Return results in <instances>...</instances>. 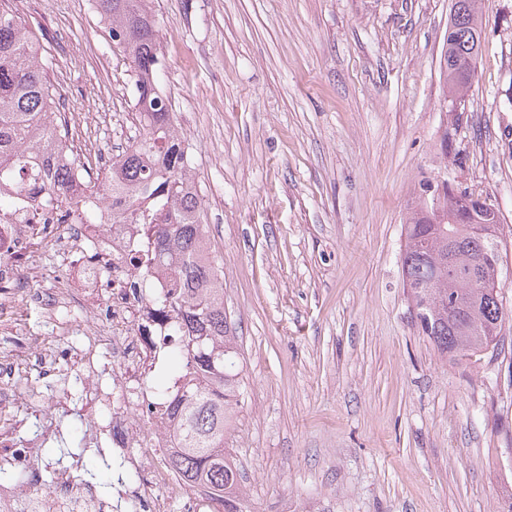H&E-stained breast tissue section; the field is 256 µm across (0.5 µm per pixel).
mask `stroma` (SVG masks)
<instances>
[{
	"instance_id": "stroma-1",
	"label": "stroma",
	"mask_w": 512,
	"mask_h": 512,
	"mask_svg": "<svg viewBox=\"0 0 512 512\" xmlns=\"http://www.w3.org/2000/svg\"><path fill=\"white\" fill-rule=\"evenodd\" d=\"M451 0H155L162 86L190 151L200 221L223 260L224 307L244 359L224 440L256 512H503L512 502V0H482L485 48L461 117L443 108L440 57ZM46 31L59 100H87L72 128L89 158L137 133L127 60L91 0H24ZM448 148H441L442 133ZM448 179L499 216V353L444 360L403 288L405 226L427 179ZM65 226L24 252L36 286L70 283L52 334L24 309L0 357L35 336L27 385L5 410L0 481L36 442L43 479L60 464L112 470L93 446L112 415L87 396L80 312L87 254Z\"/></svg>"
}]
</instances>
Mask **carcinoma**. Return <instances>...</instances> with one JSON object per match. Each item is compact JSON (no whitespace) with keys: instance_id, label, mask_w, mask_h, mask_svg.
<instances>
[{"instance_id":"carcinoma-1","label":"carcinoma","mask_w":512,"mask_h":512,"mask_svg":"<svg viewBox=\"0 0 512 512\" xmlns=\"http://www.w3.org/2000/svg\"><path fill=\"white\" fill-rule=\"evenodd\" d=\"M107 24L108 38L129 62L138 122L136 135L91 178L90 163L67 144L69 130L59 116L54 85L47 78L49 58L42 28L31 25L9 5H0V217L25 196L24 175L47 193L71 178L81 179L104 202L107 219L122 224L139 197L152 212L136 223L153 247L134 254V272L148 301L169 313L161 347L177 375L181 395L170 401V462L184 480L205 485L224 512H253L242 488V473L224 447V432L240 396L243 365L224 308V274L213 252L201 200L184 189L193 179L191 155L177 130L175 113L161 86L166 64L160 51V22L153 0H93ZM480 0H452L440 60L444 91L463 99L477 77L482 52ZM407 224L402 257L403 284L422 333L443 358L482 355L498 345L503 303L498 292L500 240L476 239L474 227L499 223L481 196L426 180ZM485 250L480 281L467 267ZM171 278L157 288L154 276Z\"/></svg>"}]
</instances>
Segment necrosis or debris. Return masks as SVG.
<instances>
[{"instance_id":"1","label":"necrosis or debris","mask_w":512,"mask_h":512,"mask_svg":"<svg viewBox=\"0 0 512 512\" xmlns=\"http://www.w3.org/2000/svg\"><path fill=\"white\" fill-rule=\"evenodd\" d=\"M93 198L76 200L72 191H57L54 198L32 191L24 207L0 223V283L9 284L21 301L41 302L48 318H55L67 302L69 290L57 285L49 294L35 293L37 273L21 264L19 254L33 235L34 219L52 225L66 219L68 237L80 250L99 254L103 265L85 277L87 287L112 286V303L105 312L87 311L84 358L94 362L105 356L109 375L94 374L88 389L100 404L111 406L106 425L113 454L138 475L136 484L119 482L117 497L103 500L93 486L74 490L61 476L48 491H40L42 466L33 445L16 449L14 459L28 475L27 488L0 482V512H208L210 502L202 488L187 483L168 464V427L163 417L166 401L143 394V381L157 360L166 315L141 300L138 279L129 259L144 242L133 224H99L86 219L96 209Z\"/></svg>"}]
</instances>
